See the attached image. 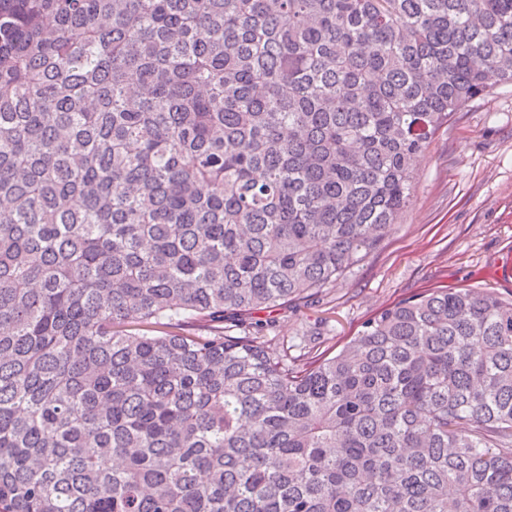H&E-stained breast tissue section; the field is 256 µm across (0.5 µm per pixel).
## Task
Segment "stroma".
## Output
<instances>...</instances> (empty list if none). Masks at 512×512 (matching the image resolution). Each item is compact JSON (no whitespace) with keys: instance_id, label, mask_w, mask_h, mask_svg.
Wrapping results in <instances>:
<instances>
[{"instance_id":"stroma-1","label":"stroma","mask_w":512,"mask_h":512,"mask_svg":"<svg viewBox=\"0 0 512 512\" xmlns=\"http://www.w3.org/2000/svg\"><path fill=\"white\" fill-rule=\"evenodd\" d=\"M512 298V88L471 103L419 163L411 206L380 247L319 300L253 320L295 358L341 348L378 308L432 288Z\"/></svg>"}]
</instances>
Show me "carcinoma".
I'll list each match as a JSON object with an SVG mask.
<instances>
[{
  "label": "carcinoma",
  "mask_w": 512,
  "mask_h": 512,
  "mask_svg": "<svg viewBox=\"0 0 512 512\" xmlns=\"http://www.w3.org/2000/svg\"><path fill=\"white\" fill-rule=\"evenodd\" d=\"M503 86L512 0H0V512H512V299L251 322Z\"/></svg>",
  "instance_id": "cac0c4a2"
}]
</instances>
